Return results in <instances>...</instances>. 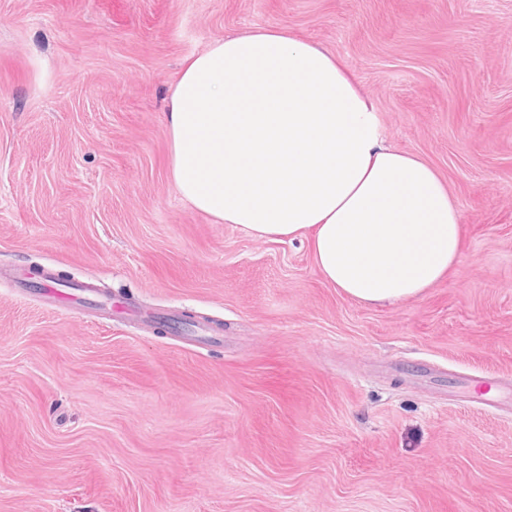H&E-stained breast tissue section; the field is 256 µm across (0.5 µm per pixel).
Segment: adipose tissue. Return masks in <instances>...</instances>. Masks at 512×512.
Wrapping results in <instances>:
<instances>
[{
	"label": "adipose tissue",
	"mask_w": 512,
	"mask_h": 512,
	"mask_svg": "<svg viewBox=\"0 0 512 512\" xmlns=\"http://www.w3.org/2000/svg\"><path fill=\"white\" fill-rule=\"evenodd\" d=\"M167 126L182 199L261 238L308 239L320 276L357 302L419 297L460 259L447 183L388 141L347 64L288 29L187 57Z\"/></svg>",
	"instance_id": "1"
}]
</instances>
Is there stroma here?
Wrapping results in <instances>:
<instances>
[{"mask_svg":"<svg viewBox=\"0 0 512 512\" xmlns=\"http://www.w3.org/2000/svg\"><path fill=\"white\" fill-rule=\"evenodd\" d=\"M263 26L447 182L462 255L422 297L358 303L177 194L182 61ZM46 264L169 318L0 280V512H512V0H0V265ZM42 279L47 282L43 288L46 302L57 308L64 309L79 318L97 317L112 318V298L99 296V289L92 282H78L68 288H54L55 274L52 269L42 271Z\"/></svg>","mask_w":512,"mask_h":512,"instance_id":"stroma-1","label":"stroma"}]
</instances>
